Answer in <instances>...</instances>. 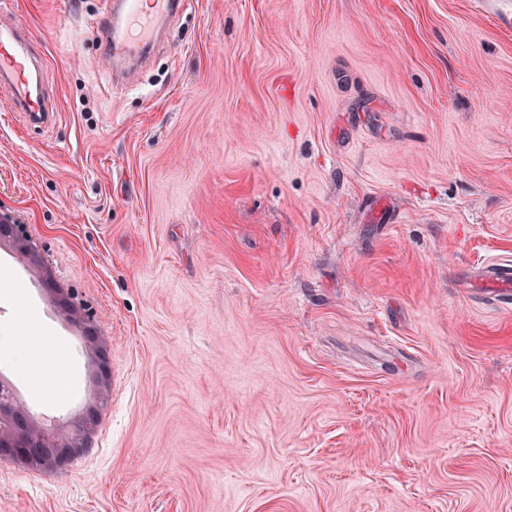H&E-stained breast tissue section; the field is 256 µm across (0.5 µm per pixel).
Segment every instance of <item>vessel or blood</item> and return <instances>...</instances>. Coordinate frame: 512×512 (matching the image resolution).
Here are the masks:
<instances>
[{
	"instance_id": "1",
	"label": "vessel or blood",
	"mask_w": 512,
	"mask_h": 512,
	"mask_svg": "<svg viewBox=\"0 0 512 512\" xmlns=\"http://www.w3.org/2000/svg\"><path fill=\"white\" fill-rule=\"evenodd\" d=\"M186 0H103L104 13L96 37L101 61L111 63L113 85L128 83L161 26L172 21ZM476 8L503 31H512V0H474ZM46 58L40 54L21 20L0 18V87L9 91V105L34 127L52 124L54 113L43 93ZM478 295L502 308L512 307V264H487L469 276Z\"/></svg>"
}]
</instances>
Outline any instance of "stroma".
I'll list each match as a JSON object with an SVG mask.
<instances>
[{"label": "stroma", "instance_id": "35a3bbf8", "mask_svg": "<svg viewBox=\"0 0 512 512\" xmlns=\"http://www.w3.org/2000/svg\"><path fill=\"white\" fill-rule=\"evenodd\" d=\"M42 133L0 91V217L92 316L110 403L0 512H512V32L472 0H191L139 83L101 0H10ZM388 220L372 215L375 200ZM36 326L64 395L26 381ZM0 373L39 417L82 341L0 248ZM474 291L491 304L512 307V264H487L472 271Z\"/></svg>", "mask_w": 512, "mask_h": 512}]
</instances>
